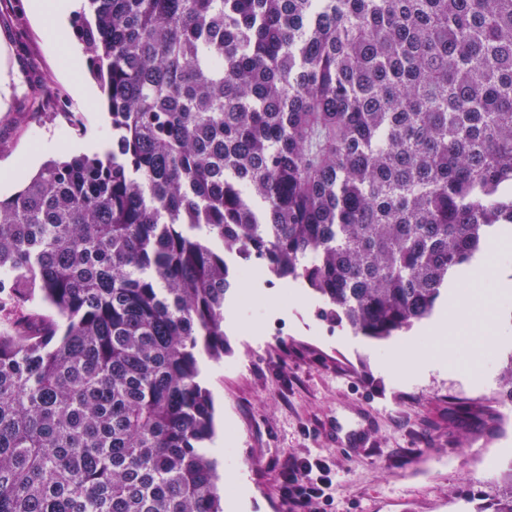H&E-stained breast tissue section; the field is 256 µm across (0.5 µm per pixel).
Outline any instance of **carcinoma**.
<instances>
[{"mask_svg": "<svg viewBox=\"0 0 512 512\" xmlns=\"http://www.w3.org/2000/svg\"><path fill=\"white\" fill-rule=\"evenodd\" d=\"M89 2L112 147L0 199V512H224L226 256L373 339L431 316L512 230V0Z\"/></svg>", "mask_w": 512, "mask_h": 512, "instance_id": "obj_1", "label": "carcinoma"}]
</instances>
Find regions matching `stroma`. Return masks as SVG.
<instances>
[{
	"label": "stroma",
	"mask_w": 512,
	"mask_h": 512,
	"mask_svg": "<svg viewBox=\"0 0 512 512\" xmlns=\"http://www.w3.org/2000/svg\"><path fill=\"white\" fill-rule=\"evenodd\" d=\"M86 65L53 49L29 0H0V168L22 161L47 138H111L101 100L78 97ZM262 304L241 305L242 330L225 328L223 359L201 362L214 402L211 442L221 476H243L247 510L224 494V512H288L276 472L288 458L325 461L333 500L316 512H476L512 471V427L490 428L472 405H492L512 360V299L501 344L475 378L432 370L400 379L384 368L390 342L321 318L322 302L288 299V282L265 275ZM286 335H271L273 325ZM491 458L483 466L473 444ZM474 490L472 503L458 494Z\"/></svg>",
	"instance_id": "obj_1"
}]
</instances>
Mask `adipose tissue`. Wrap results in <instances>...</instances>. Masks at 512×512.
Wrapping results in <instances>:
<instances>
[{
	"label": "adipose tissue",
	"mask_w": 512,
	"mask_h": 512,
	"mask_svg": "<svg viewBox=\"0 0 512 512\" xmlns=\"http://www.w3.org/2000/svg\"><path fill=\"white\" fill-rule=\"evenodd\" d=\"M511 251L512 243L507 239L490 241L485 271L493 275V286L479 292L464 290L463 282L475 280L477 274L461 272L460 287L452 294L455 306L450 317L429 326L425 340L403 343L387 360V369L409 377L433 369L483 367L499 341L497 303L512 296V279L496 272L500 257Z\"/></svg>",
	"instance_id": "adipose-tissue-1"
}]
</instances>
